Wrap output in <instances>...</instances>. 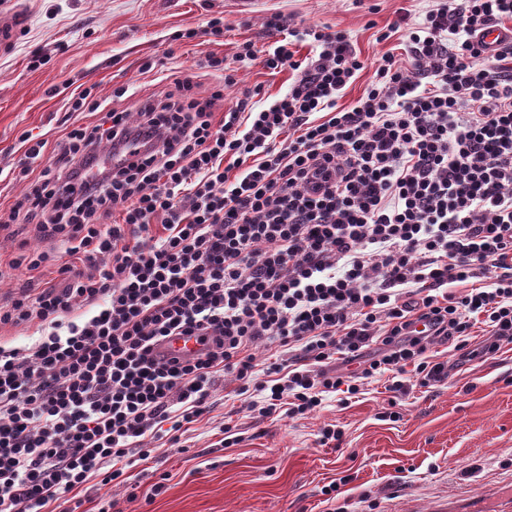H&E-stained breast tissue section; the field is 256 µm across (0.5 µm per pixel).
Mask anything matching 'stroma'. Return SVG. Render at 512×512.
I'll return each mask as SVG.
<instances>
[{"label": "stroma", "mask_w": 512, "mask_h": 512, "mask_svg": "<svg viewBox=\"0 0 512 512\" xmlns=\"http://www.w3.org/2000/svg\"><path fill=\"white\" fill-rule=\"evenodd\" d=\"M432 6V0H256L248 9L241 0H0V29L11 34L0 42V168L23 155L22 134L56 142L67 102L83 88L132 113L141 99L161 91L163 79L195 69L210 53L224 56L234 78L216 116L248 94L262 106L283 97L299 71L235 60L243 42L263 52L273 45L265 26L273 14L302 63L318 56L310 27L326 25L346 36L366 63L337 100L351 106L384 54L407 58L402 33L385 40L382 32L399 19L417 26ZM214 16L224 19L223 41L185 38L186 30ZM36 52L46 63L33 70L29 59ZM148 61L152 72H142ZM32 251L54 260L28 270L19 260ZM64 251L37 225L1 228L0 303L25 287L61 285L55 260ZM438 358L450 366L445 382L396 397L387 377L369 378L358 398L344 403L339 393L326 394L321 412L307 419L244 411V401H262V393L242 392L241 382L216 377L209 413L189 425L179 444L146 435L150 458L128 468L124 483L87 484L78 512L108 504L112 512H328L322 489L333 483L336 503L347 512L409 506L436 512L465 492L478 495L484 512H496L512 499V345L473 361L442 347ZM391 404L400 414L394 422L382 417ZM328 424L341 430L340 445L319 446Z\"/></svg>", "instance_id": "stroma-1"}]
</instances>
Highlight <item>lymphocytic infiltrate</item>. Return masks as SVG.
<instances>
[{"mask_svg":"<svg viewBox=\"0 0 512 512\" xmlns=\"http://www.w3.org/2000/svg\"><path fill=\"white\" fill-rule=\"evenodd\" d=\"M507 20L512 0H435L408 30L407 64L382 56L348 109L337 98L364 64L321 29L288 94L239 101L218 123L232 77L215 54L134 119L92 89L73 96L69 112L98 121L26 145L9 170L26 189L0 210V224L39 225L67 255L63 287L0 306V327L41 332L0 346V512L121 481L150 457L148 432L209 412L217 374L253 381L260 341L299 350L257 386L260 415L291 419L324 394L356 396L362 378L393 374L394 393L409 371L444 382L433 343L472 359L512 343V42L478 38ZM202 74L215 81L206 97ZM78 304L93 310L80 322ZM479 323L492 339L473 349ZM173 334L206 344L156 359ZM36 325L2 326L0 345L5 348H21L34 344L40 338Z\"/></svg>","mask_w":512,"mask_h":512,"instance_id":"lymphocytic-infiltrate-1","label":"lymphocytic infiltrate"}]
</instances>
